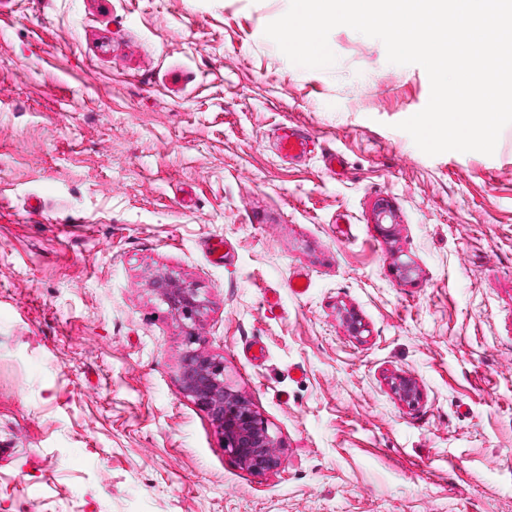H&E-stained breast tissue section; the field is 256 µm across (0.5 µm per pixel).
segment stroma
<instances>
[{"mask_svg": "<svg viewBox=\"0 0 512 512\" xmlns=\"http://www.w3.org/2000/svg\"><path fill=\"white\" fill-rule=\"evenodd\" d=\"M289 5L0 0V512H512V125L425 154L424 68L347 26L294 65L264 34ZM161 273L277 469L181 392ZM307 136L293 128H283L278 136V148L282 156L297 159L305 154ZM393 393L409 406H415L421 399V392L416 383L405 376H397L391 381Z\"/></svg>", "mask_w": 512, "mask_h": 512, "instance_id": "1", "label": "stroma"}]
</instances>
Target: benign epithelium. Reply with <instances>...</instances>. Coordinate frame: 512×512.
Returning <instances> with one entry per match:
<instances>
[{
  "instance_id": "benign-epithelium-1",
  "label": "benign epithelium",
  "mask_w": 512,
  "mask_h": 512,
  "mask_svg": "<svg viewBox=\"0 0 512 512\" xmlns=\"http://www.w3.org/2000/svg\"><path fill=\"white\" fill-rule=\"evenodd\" d=\"M150 288L175 313L185 331L180 374L182 393L207 414L222 438L224 451L240 465L260 474L276 469L279 465L277 442L268 424L227 381L224 359L202 349L204 339L197 332V325L205 299L199 289L167 273L155 276ZM391 388L410 406L421 399L416 383L408 377H395Z\"/></svg>"
}]
</instances>
